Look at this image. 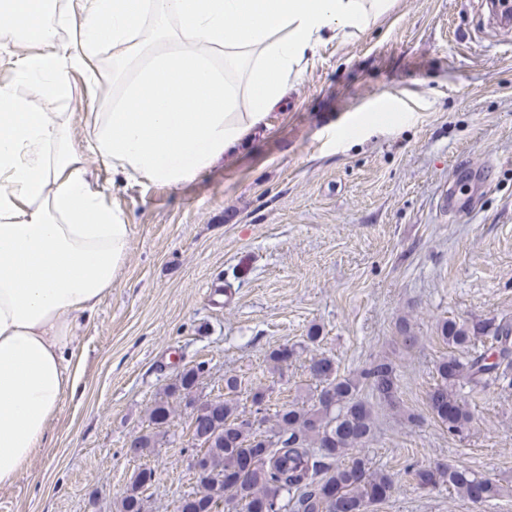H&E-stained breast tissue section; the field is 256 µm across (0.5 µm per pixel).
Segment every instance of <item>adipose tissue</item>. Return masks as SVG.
Returning <instances> with one entry per match:
<instances>
[{
    "mask_svg": "<svg viewBox=\"0 0 512 512\" xmlns=\"http://www.w3.org/2000/svg\"><path fill=\"white\" fill-rule=\"evenodd\" d=\"M392 0H0L16 82L60 101L81 73L92 121L77 148L65 112L0 86V487L12 485L66 396L77 332L128 255L132 226L87 157L126 181L179 185L262 127L329 38L374 25ZM109 52L100 70L101 50ZM114 87L98 99L100 76Z\"/></svg>",
    "mask_w": 512,
    "mask_h": 512,
    "instance_id": "adipose-tissue-1",
    "label": "adipose tissue"
}]
</instances>
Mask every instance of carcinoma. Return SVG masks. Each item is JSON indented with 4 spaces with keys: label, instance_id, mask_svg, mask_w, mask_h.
<instances>
[{
    "label": "carcinoma",
    "instance_id": "carcinoma-1",
    "mask_svg": "<svg viewBox=\"0 0 512 512\" xmlns=\"http://www.w3.org/2000/svg\"><path fill=\"white\" fill-rule=\"evenodd\" d=\"M437 333L449 353L436 363L437 383L427 404L448 433L461 435L473 421V399L512 372V323L445 319ZM294 354L295 349L283 347L268 359L280 372ZM205 368L200 362L179 373L149 410L155 429L130 445L134 456H149L166 442L164 425L175 404L191 409L188 467L195 488L179 500L176 512H218L223 503L234 505L235 512H367L369 504L392 495L391 475L371 469L363 454L374 436L375 417L362 397L367 391L380 404L401 408L400 379L390 360L341 374L332 358H314L316 396L266 414L267 389L253 387L249 396L256 410L249 416L239 410L243 386L234 375L224 376V393L197 396ZM345 457L348 461L341 462ZM407 474L422 489L444 486L475 505L504 493L494 477L461 466L436 464ZM154 482L155 470L143 466L124 492L120 512H146L144 488Z\"/></svg>",
    "mask_w": 512,
    "mask_h": 512
}]
</instances>
